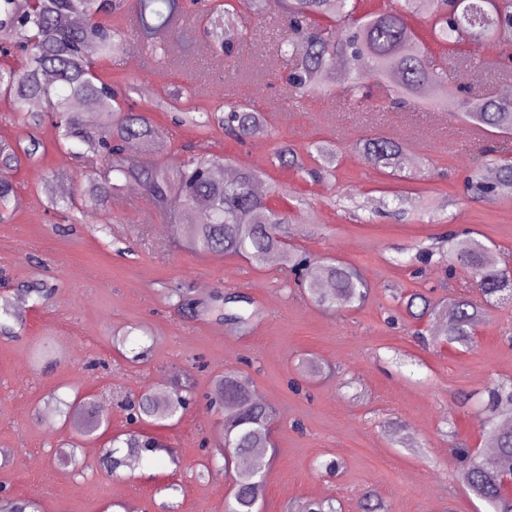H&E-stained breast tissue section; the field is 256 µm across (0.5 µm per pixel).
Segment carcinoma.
<instances>
[{"label":"carcinoma","mask_w":512,"mask_h":512,"mask_svg":"<svg viewBox=\"0 0 512 512\" xmlns=\"http://www.w3.org/2000/svg\"><path fill=\"white\" fill-rule=\"evenodd\" d=\"M288 21L282 45L291 59L288 86L294 96L312 92L334 94L328 79L336 59L346 61L343 95L356 106L377 100L389 107L426 104L441 107L457 100L462 118L470 125L498 137L505 155L494 159L495 177L485 179L476 169L469 179L470 198L512 193V102L461 96V87L475 69L483 65L481 49L488 44L512 59V0H384L381 9L362 12L360 0H278ZM271 0H209L202 4L198 21L208 49L231 58L245 41L247 25L260 21ZM124 7V0H0V40L29 57V68L16 73L0 55V94L14 107V121L28 130L25 141L0 144V219L11 210L17 190L9 172L32 163L46 152L35 131L44 122L54 129L58 148L75 143L83 153L106 162L103 178L87 176L78 192L47 188V207L53 210H99L110 196L122 189L141 188L153 208L163 214L176 233L199 253L242 256L255 266L268 255L280 256L286 273L304 286L311 301L325 309L360 307L369 286L359 272L336 258H315L293 242L288 211L272 205L280 194L272 186L259 195L253 186L267 179L263 171L244 167L230 180H219L215 171L224 167L216 156L192 158L170 176L160 164L130 168L124 153L132 144L153 148L159 130L145 112L126 106L125 98L96 70L99 62L120 49L118 33L106 20ZM185 14L183 0H137V26L147 36H159L152 45L156 55H166V38L174 22ZM425 20L439 46L434 52L423 43L409 20ZM33 101L45 104L42 112H32ZM154 108L181 113L180 122L200 130L217 126L239 141L275 131L263 112L245 103H227L213 111L186 107L182 93L166 91ZM361 149L380 168L394 171L402 166V147L385 136H368ZM309 167L297 151L286 143L276 148L274 157L282 166H291L323 178L336 163V151L324 141L306 146ZM383 205L395 212L416 207L415 199L404 191L386 195ZM439 260L452 270L467 272L475 295L450 300L447 317L430 328L433 346L457 344L468 348L475 342L476 329L491 309L512 304V270L490 259L489 248L474 238L452 237L448 248L422 247L419 256ZM36 305L49 300L55 288L44 282L23 286ZM164 298L175 309L192 317L215 314L235 333L247 329L260 309L243 294L216 293L204 307L177 286L163 287ZM406 312L414 319L431 318V302L415 293L406 298ZM23 318L13 310L8 298L0 299V335L13 337ZM189 380L176 382L167 394L150 390L133 405L136 418L156 428L172 425L187 409ZM48 409L70 422L83 437H91L108 426L94 401L75 397L66 402L50 398ZM210 406L224 416V449L207 459L211 474L232 479L231 496L225 512H259L266 494L269 461L264 449L271 445L272 407L257 399L250 378L226 371L210 395ZM487 433L495 448L496 461L482 467L470 450L458 446L463 487L486 502L493 512H512V382L488 390ZM165 453L175 462L173 451L143 431L116 434L110 446L101 450L95 468L110 476L128 467L133 458H156ZM0 512H41L30 498L0 499ZM298 512H337L330 500L305 499Z\"/></svg>","instance_id":"1"}]
</instances>
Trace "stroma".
Masks as SVG:
<instances>
[{"mask_svg":"<svg viewBox=\"0 0 512 512\" xmlns=\"http://www.w3.org/2000/svg\"><path fill=\"white\" fill-rule=\"evenodd\" d=\"M285 18L273 7L253 26L238 59L227 64L201 53V39L175 33L176 49L159 68H131L122 51L99 64L114 85L129 89V103L150 112L168 142L155 153L130 147L125 160L175 167L186 145L196 155L223 156L232 169L256 167L283 189L293 241L318 256L358 268L373 288L364 306L326 311L289 283L281 263L257 268L242 257L200 255L154 212L145 193L125 189L105 210L82 214L72 231L64 216L49 211L44 185L64 176L78 189L83 175L104 174L106 165L50 147L34 164L12 171L17 197L11 217L0 223V297L17 299V285L39 277L56 285L53 298L25 305L21 338H0V485L40 501L42 512H160V486L182 491L177 512H224L230 480L198 473L205 448L224 442L221 414L205 400L228 370L244 371L264 402L276 410V455L267 473L262 512H294L307 498L335 500L357 512L360 496L374 491L386 512H490L456 474L454 442L482 452L490 441L481 423L488 389L512 378V307L490 311L472 348H426L415 336L418 322L392 299L393 292L420 293L445 305L448 291L464 288V273L444 265H419L417 249L449 233H467L491 246L496 263L512 260V197L467 199L465 180L499 146L492 136L474 140L457 117L456 102L440 109L369 106L361 112L342 97L318 94L293 102L284 83L289 62L278 52ZM192 89L191 104L212 110L230 101L268 115L275 137L238 142L223 130L200 131L174 124L151 105L165 88ZM370 135L398 141L404 166L393 176L360 163L357 143ZM335 145L333 176L317 182L280 166L279 142L297 152L308 142ZM412 193L415 214L399 220L383 212L386 191ZM369 215V224L357 216ZM179 285L195 301L216 292L251 297L263 317L234 333L224 322L181 314L162 297L163 284ZM397 322H389V314ZM127 334V349L151 345L147 360L132 363L112 348ZM54 353L45 357L43 346ZM322 370H303L305 360ZM192 374L197 401L174 427L157 429L177 463L137 462L122 476L93 469L102 440L85 442L86 467L59 465L54 456L77 441L76 429L45 410L49 392L80 393L108 402L112 432L132 429L128 404L157 379L174 383ZM338 459V474L318 469Z\"/></svg>","mask_w":512,"mask_h":512,"instance_id":"stroma-1","label":"stroma"}]
</instances>
